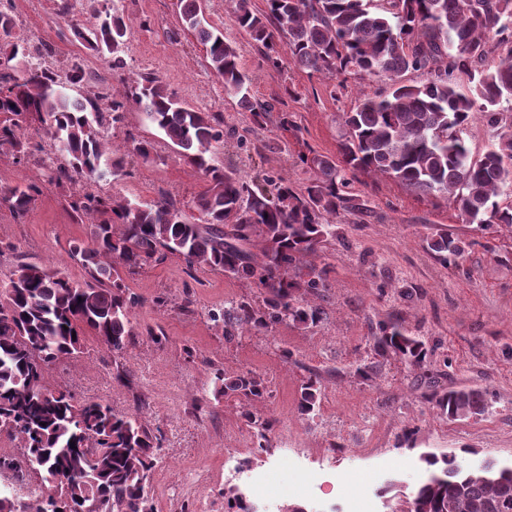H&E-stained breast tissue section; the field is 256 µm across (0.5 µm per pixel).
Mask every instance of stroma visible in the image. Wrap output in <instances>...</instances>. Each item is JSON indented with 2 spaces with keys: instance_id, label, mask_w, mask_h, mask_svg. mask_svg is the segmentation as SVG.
<instances>
[{
  "instance_id": "35a3bbf8",
  "label": "stroma",
  "mask_w": 512,
  "mask_h": 512,
  "mask_svg": "<svg viewBox=\"0 0 512 512\" xmlns=\"http://www.w3.org/2000/svg\"><path fill=\"white\" fill-rule=\"evenodd\" d=\"M57 3L12 0L18 33L50 45L54 65L78 57L99 75V82L75 86L74 95H111L122 86V75L71 31L73 22L92 17L91 0H69L66 15ZM123 5L131 23L125 46L131 72L154 74L188 105L223 113L224 144L212 156L215 166H233L248 180L283 176L301 188L311 171L300 155L338 157L346 132L342 114L364 86L358 76L330 80L287 58L281 69H272L260 46L238 28L233 0H206L209 22L223 30L252 77L251 94L274 108L258 126L225 96L204 48L181 24L178 0ZM282 112L294 113L296 127H279ZM128 130L154 144L153 160L130 156L127 175L97 181V191L150 201L163 189L193 207L205 187L201 174L179 159L164 134L143 123L134 104L114 140ZM45 173L42 165L17 164L0 154V186L43 187L24 219L0 205V282L20 259L61 270L75 282L88 278L69 250L89 241L90 221L71 212L65 191L46 185ZM352 190L366 201L369 215L337 217L338 238L307 258L328 269L325 314L316 327L283 323L225 342L210 311L244 298L261 300L259 288L171 257L126 276L143 303L132 316L135 337L122 355L90 336L78 358L47 370L48 388L106 402L161 432L149 487L157 512H228L225 488L249 493L244 481L229 475L239 463L252 475L299 486L286 502L304 512H350L359 501L370 512H386L387 500L416 491L429 455L453 453L471 469L487 460L512 463V226L481 231L463 222L443 196L419 195L386 177L357 176ZM443 235L466 241L460 264L443 263L429 250V242ZM403 290L410 299L400 298ZM391 321L435 346L424 367L376 355V326ZM157 326L165 334L159 344L146 334ZM285 349L291 360L282 358ZM370 362L376 373L361 378L357 367ZM218 369L228 378L250 371L267 381L270 394L260 408L275 422L267 451H257L256 433L236 400L214 399ZM120 373L126 383L117 381ZM311 376L321 381L320 406L302 416L298 392ZM452 386L487 391L492 414L441 416L428 397L432 389Z\"/></svg>"
}]
</instances>
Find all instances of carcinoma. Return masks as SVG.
Wrapping results in <instances>:
<instances>
[{
    "instance_id": "1",
    "label": "carcinoma",
    "mask_w": 512,
    "mask_h": 512,
    "mask_svg": "<svg viewBox=\"0 0 512 512\" xmlns=\"http://www.w3.org/2000/svg\"><path fill=\"white\" fill-rule=\"evenodd\" d=\"M118 2L103 0L94 20L72 26L86 49L112 56L114 70L126 67L130 29ZM179 8L225 94L263 125L272 106L251 95L250 74L223 32L207 21L202 0H179ZM234 14L275 68L284 36L290 59L303 69L386 84L382 91H362L343 113L340 159L317 153L306 159L312 177L302 190L285 178L260 183L210 164L224 142V114L187 105L153 74L137 75L105 105L98 97L69 95L65 85L87 82L90 73L78 63L61 71L48 65L52 48L16 36L11 8L0 7V90L8 91L0 96V152L27 163L42 151L41 139H48L68 157L65 164L47 165L49 184L72 188L68 207L95 218L91 242L70 248L89 280L72 282L21 260L0 284V431L19 445L18 453L0 456V472L24 486L34 478L42 487L30 502L0 484V512H156L149 479L161 435L136 416L44 384L50 365L83 353L88 333L112 353L125 352L139 298L126 288L121 271L133 274L177 256L256 283L262 303L243 298L210 315L230 341L283 323L311 328L321 322L324 309L317 300L328 288L326 271L300 262L336 236L331 218L364 209L349 192L359 172L443 195L463 221L485 231L512 225V203L498 201L512 197V0H266L262 12L251 0H235ZM494 57L498 61L489 64ZM412 72L421 80H406ZM463 78L471 84L467 93L459 90ZM131 102L180 159L204 175L205 189L195 201L201 222L165 191L148 202L75 188L79 175L99 180L108 168L114 179L126 175L128 154L109 149L98 129L121 128ZM476 113L490 136L479 155L463 137ZM125 136L136 155L150 157L151 142L130 130ZM41 192L32 183L1 186L0 202L23 219ZM429 247L445 261L456 262L466 251L464 241L448 235ZM374 348L414 365L435 351L397 322L379 325ZM213 393L239 402L258 448L267 450L274 420L252 410L268 395L265 380L251 372L233 378L218 373ZM432 401L450 420L491 410L488 394L471 387L435 392ZM318 406V381L310 378L300 388L297 410L307 416ZM426 463L433 468L428 480L413 497L388 504V512H512V467L467 472L454 455Z\"/></svg>"
}]
</instances>
